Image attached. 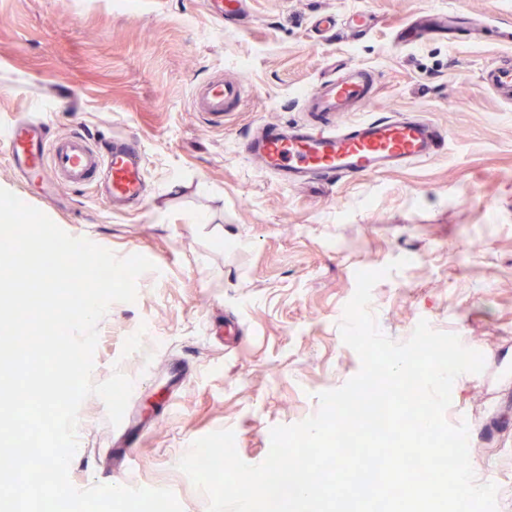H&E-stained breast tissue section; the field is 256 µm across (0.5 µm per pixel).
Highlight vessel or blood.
<instances>
[{
	"label": "vessel or blood",
	"mask_w": 512,
	"mask_h": 512,
	"mask_svg": "<svg viewBox=\"0 0 512 512\" xmlns=\"http://www.w3.org/2000/svg\"><path fill=\"white\" fill-rule=\"evenodd\" d=\"M208 6L221 20H233L245 12L244 0H208ZM462 27L473 35L480 30L476 22H463L453 14L425 13L399 26L393 42L400 48L434 38L450 39ZM489 79L502 96L512 95V60L491 68ZM245 89V82L239 80L208 79L195 86L192 108L213 125H223L225 115L238 111ZM376 96L372 69L350 63L341 75L325 76L307 95L304 109L312 113L311 121L290 126L262 123L240 141L239 150L288 185L380 174L446 151L447 128L429 120L403 114L363 118ZM346 112L360 113L361 118L335 123V116ZM0 149L27 182L100 184L118 207L141 204L146 196L141 143L133 136L113 138L110 149L103 152L83 134L53 141L42 120L20 118L0 135Z\"/></svg>",
	"instance_id": "vessel-or-blood-1"
}]
</instances>
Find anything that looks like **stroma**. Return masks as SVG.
I'll return each instance as SVG.
<instances>
[{
    "label": "stroma",
    "instance_id": "stroma-1",
    "mask_svg": "<svg viewBox=\"0 0 512 512\" xmlns=\"http://www.w3.org/2000/svg\"><path fill=\"white\" fill-rule=\"evenodd\" d=\"M356 10L376 19L362 38L312 26ZM247 11L228 28L202 0H0V128L35 115L57 136H136L150 180L143 207L124 211L89 187L44 195L0 153V188L72 237L155 265L98 325L93 382L118 369L133 392L116 426L102 399L84 400L71 482L165 487L183 512H208L177 467L192 443L229 429L244 462H263L272 427L316 414L318 393L360 370L339 330L357 272L403 258L370 310L396 342L424 320L481 352L483 371L458 376L445 417L467 424L477 480L512 512V104L488 80L512 58V0H247ZM426 11L486 29L392 48ZM351 61L379 84L370 115L422 112L447 127L445 153L293 186L240 153L257 125L302 120L303 95ZM213 76L250 86L220 127L191 109L194 85ZM139 330L141 349L123 355Z\"/></svg>",
    "mask_w": 512,
    "mask_h": 512
}]
</instances>
